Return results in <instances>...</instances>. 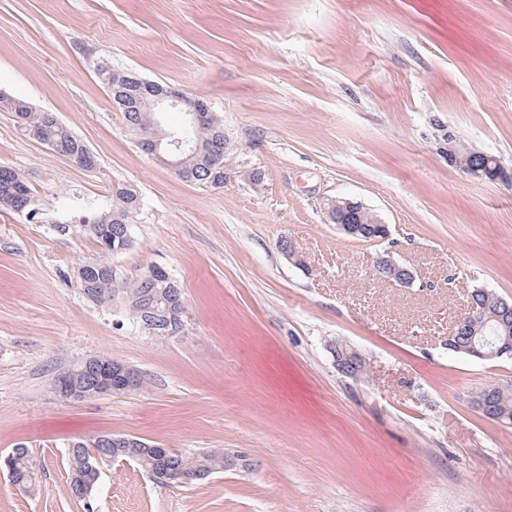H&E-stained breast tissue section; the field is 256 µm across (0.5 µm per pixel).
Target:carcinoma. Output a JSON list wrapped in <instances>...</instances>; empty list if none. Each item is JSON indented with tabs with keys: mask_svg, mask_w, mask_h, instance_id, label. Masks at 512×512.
<instances>
[{
	"mask_svg": "<svg viewBox=\"0 0 512 512\" xmlns=\"http://www.w3.org/2000/svg\"><path fill=\"white\" fill-rule=\"evenodd\" d=\"M102 82L108 86L112 100L115 101L128 127L138 128L141 132L150 131L155 121V113L142 105V100L163 88V84L153 82L139 85L130 80L116 83L122 73L112 70V63L102 60L96 67ZM0 109L10 111L20 120L21 125L35 140L47 145L57 154L76 159L86 157L94 160L95 155L77 138L71 130L62 125L55 113L38 111L22 99L12 97L6 101L0 99ZM193 149L182 156V179L211 188L224 186V167L217 163V157L224 153V125L217 116L207 111L201 121L191 127L183 126ZM85 206L93 213V222L83 224V232L98 246L96 258L90 260L91 271L75 275L76 286L83 297L92 304L104 306L112 296H126V307L136 323L145 331H153L155 336H167L181 327L180 319L160 300L166 288H179V284L168 272H159L152 268L147 274L136 280L112 279V257L126 249V233L140 208L137 192L124 184L115 183L109 189L105 199L88 201ZM0 212L24 215L30 221L42 219L35 207L34 195L29 181L20 170L0 165ZM497 329L498 345L506 346L512 355V310L505 313L499 308V297L482 293L477 300ZM484 400L491 411L498 414L496 422L512 426V385L506 387H487L476 393L474 403ZM97 439L76 441L68 446V464L70 487L82 484L87 492L72 497L92 512L90 502L93 489L98 480V472L90 467L88 448L96 444ZM127 454L135 458L136 464L145 470L180 468L188 473L207 478L224 471V449L214 448L199 452H179L159 449L148 442L130 436L125 448ZM10 478L29 488L37 485L41 467L33 459L28 449L18 447L12 450Z\"/></svg>",
	"mask_w": 512,
	"mask_h": 512,
	"instance_id": "carcinoma-1",
	"label": "carcinoma"
}]
</instances>
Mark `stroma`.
I'll return each mask as SVG.
<instances>
[{
    "mask_svg": "<svg viewBox=\"0 0 512 512\" xmlns=\"http://www.w3.org/2000/svg\"><path fill=\"white\" fill-rule=\"evenodd\" d=\"M103 59L208 103L223 187L142 151ZM0 93L57 113L98 166L3 110L0 165L74 225L92 219L85 200L131 186L133 245L112 262L129 279L164 267L186 304L183 333L148 334L76 287L90 238L0 213V455L22 445L45 469L29 491L0 473V512H85L67 444L106 433L227 463L184 486L102 463L94 512H512V427L473 405L512 384V357L443 347L473 290L512 300V183L441 152L449 131L512 171V0H0ZM336 196L388 224L416 285L377 278L384 244L327 223L320 202ZM337 341L369 360L367 379L338 372ZM92 357L140 387L62 397L58 378Z\"/></svg>",
    "mask_w": 512,
    "mask_h": 512,
    "instance_id": "obj_1",
    "label": "stroma"
}]
</instances>
